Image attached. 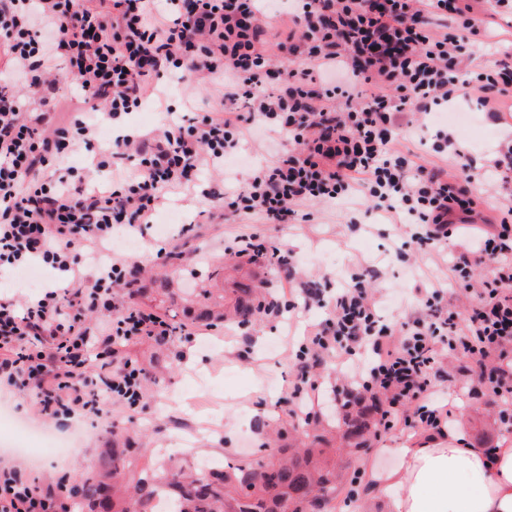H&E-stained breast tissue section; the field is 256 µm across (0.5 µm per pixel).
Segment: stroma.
Instances as JSON below:
<instances>
[{
	"label": "stroma",
	"instance_id": "35a3bbf8",
	"mask_svg": "<svg viewBox=\"0 0 512 512\" xmlns=\"http://www.w3.org/2000/svg\"><path fill=\"white\" fill-rule=\"evenodd\" d=\"M157 85L162 91L160 101L134 116L141 127L159 126L164 112L169 110L194 117L212 107V89L192 91L166 75L158 79ZM456 107L475 113L479 121L482 137L459 132L455 138L472 159L478 191L489 204H496L507 188L487 171L486 156L500 134L512 129V107L503 106L493 114L476 100L466 98L457 101ZM242 145L244 165L220 174L209 173L204 177L205 184L222 185L230 178L243 182L256 166L272 160L277 142L248 132ZM172 197L184 212L190 230L182 232V226L176 225L168 235L161 236L154 226L145 227L144 236L155 248L176 252L177 257L165 261L141 251L132 253V260L141 264L144 272L130 301L152 308L177 324L196 328L198 334L193 339L174 337L161 347L144 341L129 348V355L138 360L147 375L160 373L164 379L157 385L145 383L144 411L114 412L113 428L145 432L151 448L170 447L188 434L192 443L183 448L182 454L189 461L213 459L228 464L254 460L256 449L272 434L283 448L291 443L317 448L325 431L343 432V416L334 417L328 411L336 400L334 361H326L314 376L319 386L315 418L307 421L302 416L289 415L282 401L294 376L289 347L309 325L323 318V310H311L291 325L271 317H255L247 337L236 336V325L230 321L211 325L198 322L185 289H213L229 307L243 288L270 292L288 301L293 299L296 285L281 278L270 265L248 264L230 253L235 239L255 232L256 224L247 219L204 217L203 211L210 203L197 194L176 191ZM309 210L315 215L314 221L291 225L280 235L282 248L292 250L298 258L304 280L332 290L338 279L372 266L377 276L369 291L395 316L422 314L418 290L432 282L447 288L449 309L460 310L467 304L469 294L455 286L445 260L412 248L399 249L392 225L382 223L367 206H359L354 215L342 206L313 204ZM166 288L172 290V297L163 296ZM443 369L445 391L461 398L456 422L468 441L485 449L500 447L507 430L496 419V405L488 396L475 392L476 378L468 363L451 358L444 362ZM109 431L83 426L77 451L63 461L37 462L25 452L0 447V462L27 468L49 483L81 466L85 458L98 457L107 445ZM406 441V436L397 433L381 435L373 439L364 454L358 455L348 443L339 440L331 443L329 455L337 470L348 475L358 470L364 458L377 469L391 470L398 466L397 450Z\"/></svg>",
	"mask_w": 512,
	"mask_h": 512
}]
</instances>
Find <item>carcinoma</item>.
Wrapping results in <instances>:
<instances>
[{"label": "carcinoma", "mask_w": 512, "mask_h": 512, "mask_svg": "<svg viewBox=\"0 0 512 512\" xmlns=\"http://www.w3.org/2000/svg\"><path fill=\"white\" fill-rule=\"evenodd\" d=\"M199 295L198 318L224 319V305ZM253 291L234 302L232 318L249 323L256 316ZM347 439L357 452L372 435L369 416L360 412L346 421ZM137 440L112 433V440L75 485L69 512H156L155 499L167 493L169 512H324L335 489V466L321 448H294L277 462L263 459L230 471L224 465L190 469L170 453L156 468H137Z\"/></svg>", "instance_id": "obj_1"}]
</instances>
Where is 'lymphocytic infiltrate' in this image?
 <instances>
[{
  "mask_svg": "<svg viewBox=\"0 0 512 512\" xmlns=\"http://www.w3.org/2000/svg\"><path fill=\"white\" fill-rule=\"evenodd\" d=\"M278 27L276 60L263 42ZM487 33L462 0H0V67L12 76L0 85V272L38 261L65 282L23 304L0 293V389L65 426L142 409L146 374L127 349L178 328L121 299L141 269L111 244L152 223L173 190L198 188L204 171L223 168L250 126L288 139L247 182L210 192L213 214L256 216L281 231L310 222L304 203L367 201L419 248L449 253L457 284L469 286L477 266L491 270L466 313L428 288L425 316L412 319L382 317L363 272L329 297L300 283L305 306L325 316L295 354L293 411L313 418L311 374L331 358L350 375L336 390L342 406L370 399L385 433L441 432L457 413L440 387L450 355L468 359L489 397L511 411L512 197L498 202L484 231L449 249L485 199L472 186L468 153L431 120L461 95L512 100V49L472 68ZM58 64L88 106L64 121L49 78ZM163 71L188 84L209 79L211 110L158 130L128 126L156 97L153 78ZM416 115L433 151L453 155V169L414 164L397 148L402 119ZM104 126L119 134L98 150ZM81 149L88 170L130 161L138 174L97 186L61 164ZM231 252L296 276L270 237L237 238ZM89 311L107 312L98 329L86 326ZM71 497L66 477L42 484L0 465V512H62Z\"/></svg>",
  "mask_w": 512,
  "mask_h": 512,
  "instance_id": "1",
  "label": "lymphocytic infiltrate"
}]
</instances>
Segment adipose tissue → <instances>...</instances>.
<instances>
[{"instance_id":"1","label":"adipose tissue","mask_w":512,"mask_h":512,"mask_svg":"<svg viewBox=\"0 0 512 512\" xmlns=\"http://www.w3.org/2000/svg\"><path fill=\"white\" fill-rule=\"evenodd\" d=\"M385 472L363 466L370 496L387 512H512V438L495 454L470 444L459 427L399 449Z\"/></svg>"}]
</instances>
